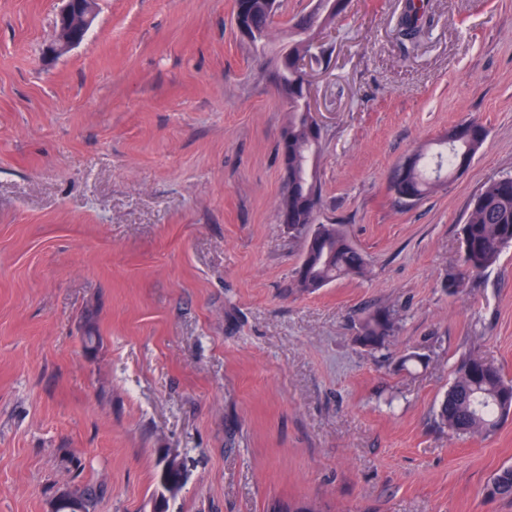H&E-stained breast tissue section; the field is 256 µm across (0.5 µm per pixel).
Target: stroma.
Wrapping results in <instances>:
<instances>
[{
  "instance_id": "stroma-1",
  "label": "stroma",
  "mask_w": 512,
  "mask_h": 512,
  "mask_svg": "<svg viewBox=\"0 0 512 512\" xmlns=\"http://www.w3.org/2000/svg\"><path fill=\"white\" fill-rule=\"evenodd\" d=\"M405 2L347 0L306 67L317 220L370 274L302 294L270 73L314 0H282L262 52L234 0H98L60 57L58 0H0V512L79 485L101 488L94 512H154L169 454L168 512H512L486 494L512 416L453 440L435 416L469 354L512 380V246L477 275L460 261L472 199L512 174V0H425L415 43ZM470 120V164L401 203L393 168ZM377 309L402 322L371 348ZM424 3L415 0H406L404 11L399 21L401 36L411 42L420 37L424 28Z\"/></svg>"
}]
</instances>
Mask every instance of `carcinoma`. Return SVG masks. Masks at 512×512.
<instances>
[{
    "label": "carcinoma",
    "mask_w": 512,
    "mask_h": 512,
    "mask_svg": "<svg viewBox=\"0 0 512 512\" xmlns=\"http://www.w3.org/2000/svg\"><path fill=\"white\" fill-rule=\"evenodd\" d=\"M251 11L244 22L259 30L264 45L271 21L268 0H251ZM424 4L406 0L399 21L401 36L417 40L424 28ZM284 47L288 59H275V75L280 79L288 121L282 134L288 143L281 151L286 171V190L277 208V217L288 215V231L303 241L301 261L295 271L294 288L314 292L338 279L365 277L369 273L367 256L347 237L339 224H318L319 159L321 135L314 130L312 113L298 103L305 91L303 61L311 57L321 61L330 48L308 31V16H300L291 26ZM485 128L464 122L448 130L443 139L445 151L432 156L416 154L410 163L397 165L391 176V188L404 203L413 205L436 186L431 174L455 171L469 161L481 147ZM512 244V175L490 181L473 199L461 232L462 264L479 273L494 265L504 248ZM399 318L390 310L367 313L359 327V339L375 347L397 329ZM512 415V381L504 380L497 366L478 354L464 358L455 368L453 380L437 412L439 423L455 435L482 434L494 430L500 421ZM493 497L512 498V465L499 469L488 485Z\"/></svg>",
    "instance_id": "cac0c4a2"
}]
</instances>
